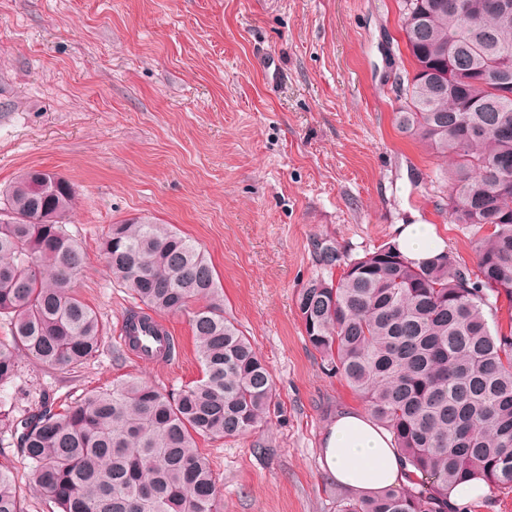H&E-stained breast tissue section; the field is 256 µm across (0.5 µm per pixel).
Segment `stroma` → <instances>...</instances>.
<instances>
[{"label":"stroma","mask_w":512,"mask_h":512,"mask_svg":"<svg viewBox=\"0 0 512 512\" xmlns=\"http://www.w3.org/2000/svg\"><path fill=\"white\" fill-rule=\"evenodd\" d=\"M414 69L399 0H0V191L28 168L68 179L67 231L86 255L73 293L103 342L77 371L22 358L0 388V469L25 512H60L9 425L40 400L117 380L177 390L201 375L188 314L165 316L175 358L116 341L139 306L106 267L110 225H173L205 252L227 313L272 369L276 410L255 432L202 438L222 512H338L351 499L322 466L337 413L362 399L308 343L295 299L342 261L430 224L473 264L480 234L448 214V162L395 122Z\"/></svg>","instance_id":"35a3bbf8"}]
</instances>
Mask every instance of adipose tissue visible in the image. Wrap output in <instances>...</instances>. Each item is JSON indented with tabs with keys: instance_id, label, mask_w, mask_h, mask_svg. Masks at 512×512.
Returning a JSON list of instances; mask_svg holds the SVG:
<instances>
[{
	"instance_id": "obj_1",
	"label": "adipose tissue",
	"mask_w": 512,
	"mask_h": 512,
	"mask_svg": "<svg viewBox=\"0 0 512 512\" xmlns=\"http://www.w3.org/2000/svg\"><path fill=\"white\" fill-rule=\"evenodd\" d=\"M396 244L407 258L422 262L445 250V244L430 224H401ZM322 457L337 484L361 497L409 481L391 434L364 410H346L330 424L322 440Z\"/></svg>"
}]
</instances>
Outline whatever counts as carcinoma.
Returning a JSON list of instances; mask_svg holds the SVG:
<instances>
[{
  "mask_svg": "<svg viewBox=\"0 0 512 512\" xmlns=\"http://www.w3.org/2000/svg\"><path fill=\"white\" fill-rule=\"evenodd\" d=\"M414 62L397 112L400 128L447 157L448 211L488 234L471 269L447 252L416 263L394 244L316 277L297 292L308 343L388 429L410 484L345 502L341 512H458L448 487L472 474L512 490V317L490 328L486 310H512V20L484 15L482 36L448 0H401ZM73 185L29 169L0 207V387L25 355L77 368L99 351L102 325L70 289L85 254L70 237ZM102 252L112 277L146 309L191 310L202 376L179 392L129 379L93 391L61 412L46 402L11 423L36 485L60 512H220L221 492L200 437L250 433L276 397L272 373L224 313L204 252L169 224L132 219L110 226ZM195 308H190L191 304ZM0 512H24L0 469Z\"/></svg>",
  "mask_w": 512,
  "mask_h": 512,
  "instance_id": "cac0c4a2",
  "label": "carcinoma"
}]
</instances>
